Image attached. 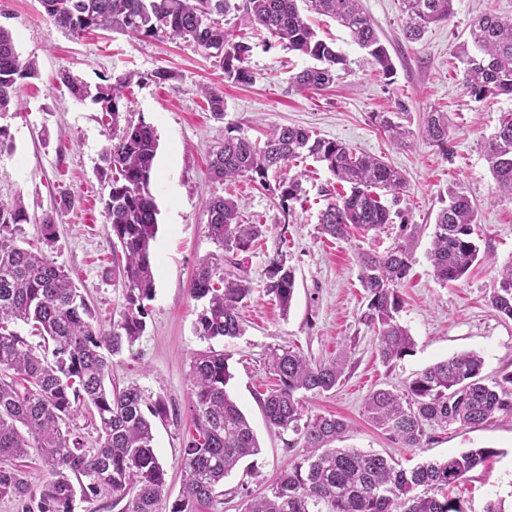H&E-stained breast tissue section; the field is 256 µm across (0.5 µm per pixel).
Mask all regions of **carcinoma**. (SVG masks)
Listing matches in <instances>:
<instances>
[{
	"mask_svg": "<svg viewBox=\"0 0 512 512\" xmlns=\"http://www.w3.org/2000/svg\"><path fill=\"white\" fill-rule=\"evenodd\" d=\"M41 2L46 19L67 34L105 30L155 38L163 33L215 58L225 80L248 83L251 75L244 62L251 47L235 40L218 20L233 8L247 26L314 60L292 77V83L299 91L320 90L334 82L337 67L346 65V59L318 38L302 13L305 4L346 28L383 76L393 73L390 56L360 0H241L234 5L230 0ZM452 12L453 0H402L404 38L420 39L426 28L447 20ZM469 36L477 54L462 59L463 87L478 101L512 98V18L486 12L473 20ZM37 76L35 61L21 60L12 33L0 26V112L20 106L22 81ZM133 78L129 74L92 91L69 73L61 75L73 97L104 104L112 118V136L103 152L111 171L103 214L124 258L118 262L126 290L120 320L104 328L70 274L49 256L57 240L56 216L74 207V196H61L54 209L43 213L39 247L34 250L19 245L21 225L29 223L23 199L0 203V498L14 501L19 512H75L76 501L90 502L101 495L112 497V506L120 512H159L167 498L166 470L153 441L155 423L170 418L168 403L135 385L121 389L107 384L112 358L143 336L145 302L155 290L151 246L158 232V208L151 182L158 143L151 125L133 122L120 109L123 89ZM201 94L213 116L224 118L223 96L208 88ZM373 118L392 141H404L406 130L387 113L377 112ZM422 136L448 151V114L428 113ZM483 149L495 192L512 199L511 112L501 117ZM307 157L325 164L345 187L321 212L322 234L340 239L354 230L370 232L390 223L380 191L401 193L402 174L380 157L358 154L301 127H276L262 146L228 128L224 142L211 154L210 170L219 182L246 176L263 188L275 177L272 193L284 208L300 199L302 191L299 177L288 175L287 168ZM204 208L207 234L218 248L247 252L262 241L264 225L241 223L235 200L212 195ZM474 221L471 200L449 195L448 205L436 216L428 251L440 284L460 280L478 260ZM410 269L406 244L382 255L360 256V282L368 299L361 318L375 329L376 353L387 365L414 348L409 330L397 320L402 306L397 288ZM218 271L213 257L204 258L189 284L191 297L204 302L196 331L207 341L243 334L239 309L253 291L246 279ZM264 290L288 312L295 274L280 255L268 261ZM488 304L512 319V262L501 268L499 288L489 295ZM19 322L48 347L40 352L29 344L13 329ZM229 359L212 346L192 357L189 401L195 433L181 448L183 488L169 512H216L224 478L260 452L254 430L227 391L233 378ZM267 364L277 384L261 401L266 422L280 433L298 435L306 453L281 470L270 493L248 499L245 512H465L459 500L448 498V487L463 481L491 450L474 448L407 470L390 456L336 448L333 443L343 438L348 425L333 415L303 419L302 400L309 393L336 388L345 360L313 362L282 347L269 353ZM483 365L475 352L434 363L402 392H371L364 403L366 416L405 448L421 447L430 427L475 426L496 413L512 416V373L489 380ZM82 410L90 414L97 434L95 448L86 447L80 429L69 426ZM32 452L44 467L38 485L20 464Z\"/></svg>",
	"mask_w": 512,
	"mask_h": 512,
	"instance_id": "cac0c4a2",
	"label": "carcinoma"
}]
</instances>
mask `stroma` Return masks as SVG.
Wrapping results in <instances>:
<instances>
[{
  "label": "stroma",
  "instance_id": "1",
  "mask_svg": "<svg viewBox=\"0 0 512 512\" xmlns=\"http://www.w3.org/2000/svg\"><path fill=\"white\" fill-rule=\"evenodd\" d=\"M362 4L392 58V76L376 71L366 51L334 19L308 9V22L345 56L347 65L329 88L300 93L290 78L311 66V59L233 16L229 29L252 47L245 62L252 76L247 84L225 81L214 58L195 46L100 30L74 37L46 21L41 0H0V25L11 31L21 59L36 61L40 71L39 78L23 81L21 107L0 114V126L8 128L14 144L13 152L0 154V203L23 197L35 219L55 198L75 196L74 208L56 217L58 238L51 257L69 272L106 327L119 320L125 293L113 269L112 231L100 203L106 192L102 151L112 128L99 104L76 100L57 76L66 71L91 86L130 72L142 78L125 89L120 108L132 120L153 126L158 138L152 183L159 210L152 245L156 288L147 303L144 335L113 358L110 375L117 386L133 383L163 396L172 410L168 422L155 426L154 447L168 488V501L159 512H169L170 501L182 490L180 448L194 430L188 372L193 354L208 346L195 332L202 304L191 298L188 285L199 262L213 254L224 272L245 277L253 288L240 310L243 335L216 347L231 355L228 391L261 447L250 466H238L225 478L218 512H242L247 495L266 493L280 470L303 452L296 435L266 425L260 405L276 384L267 357L281 346L315 361L346 359L336 389L303 401L304 415L331 414L348 423L346 446L392 456L406 469L469 448H488L491 456L449 489V497L461 500L467 512H484L488 500L512 494V417L499 414L476 426H435L422 447L405 448L364 415L372 390H402L427 366L462 353H479L486 376L512 373V320L487 304L499 285V269L512 261V200L495 196L483 149L502 113L512 110V99L475 100L451 66L472 19L485 12L512 18V0H454L448 21L430 25L414 42L402 36L401 0ZM159 69L171 71V79L151 81ZM203 86L223 94V119L212 117L199 93ZM435 110L448 115L446 154L420 134L427 114ZM376 112L398 113L408 132L404 145H394L378 130L371 119ZM281 125L307 128L401 171L405 193L397 200L383 198L391 211L389 224L366 236H322L319 219L328 202L323 191L336 179L310 159L304 163L310 174L302 181L303 194L285 210L277 197L248 178L212 180L209 153L226 128L262 140ZM452 193L473 202V238L485 259L444 286L434 277L427 251L435 216ZM214 194L238 200L245 223L265 225L262 246L234 254L218 249L207 236L203 210L205 199ZM406 242L412 245V268L398 288L403 304L397 318L415 346L386 365L376 354L373 328L361 319L366 299L358 259ZM278 250L296 276L286 312L264 292L268 258Z\"/></svg>",
  "mask_w": 512,
  "mask_h": 512
}]
</instances>
